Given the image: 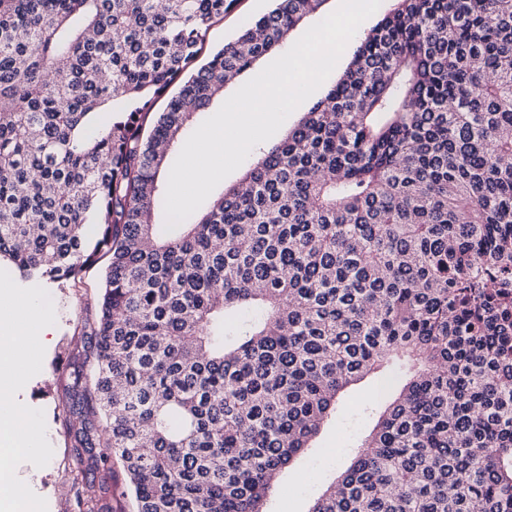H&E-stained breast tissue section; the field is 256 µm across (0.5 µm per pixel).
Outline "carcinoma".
Masks as SVG:
<instances>
[{
	"label": "carcinoma",
	"mask_w": 512,
	"mask_h": 512,
	"mask_svg": "<svg viewBox=\"0 0 512 512\" xmlns=\"http://www.w3.org/2000/svg\"><path fill=\"white\" fill-rule=\"evenodd\" d=\"M229 2L0 0V263H106L59 413L78 512L115 463L133 512H265L371 374L377 423L311 512H512V0H393L167 231L157 146L326 0L202 63ZM354 44L355 43H353L352 41H349V43L347 44V46H346V48H345V50H344V52H343L339 62L337 63L335 69L330 74V76L325 80V82L320 86V88L315 93H313L305 102H303L287 118V121L282 125V127L278 130V132L273 137H271L269 140H267V141L257 145L252 150V152L249 154V156L246 158V160L241 164V166L238 169H236L233 173H231L229 176H227L212 191V193L210 195L220 193L223 188H227L228 186L232 185L237 180H239V178L242 176V174L248 168H250L252 166V164L256 161V159H257V157L259 155V153H258V149L259 148H264L267 145H269V144L275 142L276 140H278L289 127L293 126L303 116V114L305 112H308L309 108L313 105V103L315 101H317L318 98H320L323 95V93L326 91V89L329 87V85H331L332 82H334V80L336 79V77L344 70V68L346 67V64L348 62V59H349V52H350L351 48L354 46ZM210 195H209V197H210Z\"/></svg>",
	"instance_id": "obj_1"
}]
</instances>
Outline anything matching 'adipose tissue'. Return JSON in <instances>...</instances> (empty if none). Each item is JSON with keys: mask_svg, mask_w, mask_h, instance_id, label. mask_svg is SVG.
<instances>
[{"mask_svg": "<svg viewBox=\"0 0 512 512\" xmlns=\"http://www.w3.org/2000/svg\"><path fill=\"white\" fill-rule=\"evenodd\" d=\"M6 314L0 322V512H16L19 460L39 463L42 431L24 422L16 408V394L38 354L50 344L53 333L36 293L18 296L0 289Z\"/></svg>", "mask_w": 512, "mask_h": 512, "instance_id": "ef3b65f1", "label": "adipose tissue"}]
</instances>
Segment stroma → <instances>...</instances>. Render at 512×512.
Here are the masks:
<instances>
[{
  "instance_id": "stroma-1",
  "label": "stroma",
  "mask_w": 512,
  "mask_h": 512,
  "mask_svg": "<svg viewBox=\"0 0 512 512\" xmlns=\"http://www.w3.org/2000/svg\"><path fill=\"white\" fill-rule=\"evenodd\" d=\"M272 6L273 0H233L223 20L208 30L205 50L234 40ZM103 277V267L97 266L75 287L39 290L53 319L54 336L46 353L33 363L18 404L35 425L47 429V453L37 467L25 465L18 473L24 489L20 512H26L32 501L37 503L38 512L75 510L71 447L58 407L65 401L70 383L68 363L82 349L80 321L95 311ZM374 387V380L367 379L348 389L347 409L322 429L314 451L282 476L267 504L268 512H310L315 498L349 465L353 447L373 428L375 415L370 402Z\"/></svg>"
}]
</instances>
